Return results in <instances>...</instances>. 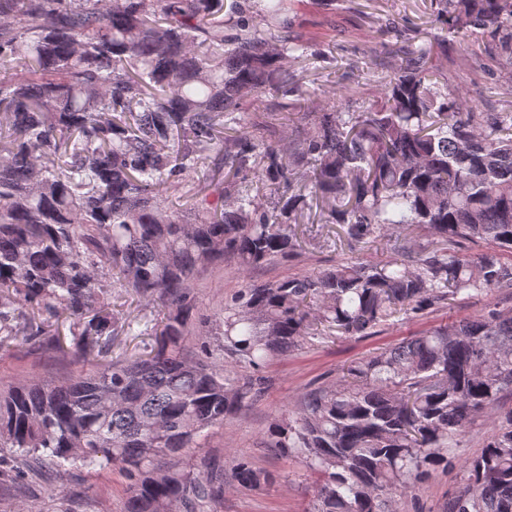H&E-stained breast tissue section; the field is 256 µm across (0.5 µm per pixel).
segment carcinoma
<instances>
[{
  "instance_id": "carcinoma-1",
  "label": "carcinoma",
  "mask_w": 512,
  "mask_h": 512,
  "mask_svg": "<svg viewBox=\"0 0 512 512\" xmlns=\"http://www.w3.org/2000/svg\"><path fill=\"white\" fill-rule=\"evenodd\" d=\"M434 21L462 42L480 29L512 43V0H438ZM291 29L288 0H0V335L62 351L66 328L96 357L64 383L0 392V463L117 468L123 512H205L224 486L182 455L265 381L185 356L194 275L299 254L312 201L348 242L394 232L397 258L241 289L224 305V348L256 370L311 336H372L512 289V112L465 109L432 67L441 42L395 63L377 105L297 112L288 96L311 92L288 60L308 45ZM266 93L257 123L250 106ZM283 124L302 138L274 149L265 133ZM465 240L491 250L464 254ZM114 288L166 308L146 355L112 359L129 327ZM506 392L512 313L487 306L349 365L269 434L317 475L310 512H396ZM467 472L446 512H512L511 410ZM230 478L260 487L243 460Z\"/></svg>"
}]
</instances>
